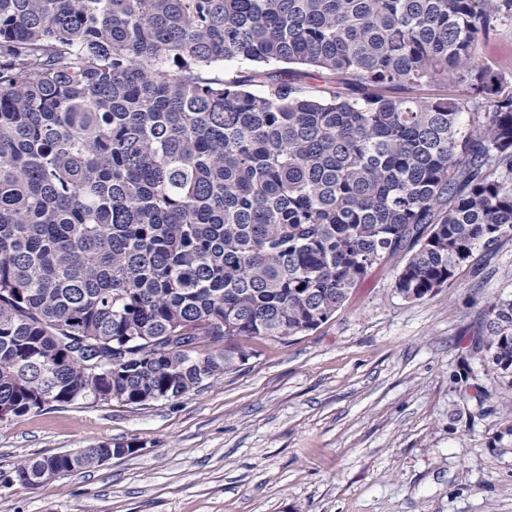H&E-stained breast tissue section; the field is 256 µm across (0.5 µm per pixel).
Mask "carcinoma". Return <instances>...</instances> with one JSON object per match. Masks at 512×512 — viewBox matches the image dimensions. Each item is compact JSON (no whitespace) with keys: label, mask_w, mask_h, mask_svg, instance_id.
Here are the masks:
<instances>
[{"label":"carcinoma","mask_w":512,"mask_h":512,"mask_svg":"<svg viewBox=\"0 0 512 512\" xmlns=\"http://www.w3.org/2000/svg\"><path fill=\"white\" fill-rule=\"evenodd\" d=\"M512 0H0V410L174 399L512 238ZM225 62L246 79L214 73ZM228 341L220 350L208 343ZM508 379L512 298L475 339ZM131 445L14 471L38 487ZM511 47L512 22L505 21L498 26L497 32L491 35L488 43L481 47L478 57L483 61L487 59L499 60L508 56Z\"/></svg>","instance_id":"carcinoma-1"}]
</instances>
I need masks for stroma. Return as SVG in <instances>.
<instances>
[{
	"label": "stroma",
	"mask_w": 512,
	"mask_h": 512,
	"mask_svg": "<svg viewBox=\"0 0 512 512\" xmlns=\"http://www.w3.org/2000/svg\"><path fill=\"white\" fill-rule=\"evenodd\" d=\"M511 294V240L424 300L379 265L317 329L251 341L239 369L179 398L0 420L5 475L101 442L134 448L0 485V512H512L505 384L472 344L487 301ZM132 446L112 448L111 443H99L66 454L56 453L29 459L14 471L16 481L38 487L67 473L77 472L103 465L112 456L132 452Z\"/></svg>",
	"instance_id": "35a3bbf8"
}]
</instances>
